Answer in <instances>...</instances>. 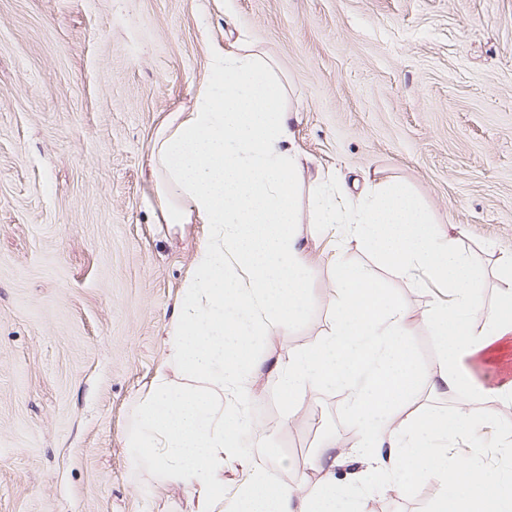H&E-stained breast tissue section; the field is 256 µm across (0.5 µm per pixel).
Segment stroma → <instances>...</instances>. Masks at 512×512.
<instances>
[{
	"mask_svg": "<svg viewBox=\"0 0 512 512\" xmlns=\"http://www.w3.org/2000/svg\"><path fill=\"white\" fill-rule=\"evenodd\" d=\"M245 43L288 86L304 181L378 170L412 186L496 307L512 253V0H0V512H190L185 489L132 472L135 398L202 224H166L149 184L154 135L192 108L213 45ZM308 307L260 357L321 340L336 303L332 238L301 224ZM424 372L422 313L439 289L387 270ZM256 465L313 481L321 446L355 442L342 389L287 411L258 380ZM431 479L365 492L366 512H431Z\"/></svg>",
	"mask_w": 512,
	"mask_h": 512,
	"instance_id": "35a3bbf8",
	"label": "stroma"
}]
</instances>
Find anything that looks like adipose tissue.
<instances>
[{
	"mask_svg": "<svg viewBox=\"0 0 512 512\" xmlns=\"http://www.w3.org/2000/svg\"><path fill=\"white\" fill-rule=\"evenodd\" d=\"M284 97L261 53L216 48L193 108L173 113L155 134L150 184L164 223L199 222L207 236L162 341L166 367L136 401L125 440L131 469L181 484L194 512H365L366 487L402 494L425 477L453 489L434 512H512V429L490 442L483 436L497 404L512 400V380L487 387L473 375L478 362L512 352V254L498 259L506 300L489 310L455 238L403 183L374 177L358 198L329 177L303 185ZM305 208L312 223L343 226L346 245L396 275L447 289L424 315L441 350L434 371L422 373L414 358L404 306L371 269L340 260L326 338L271 362L255 355L254 336L288 335L308 305L310 257L298 230ZM173 366L188 383L169 377ZM259 375L291 407L336 384L346 393L356 441L341 453L321 448L314 483L274 480L251 464V449L266 445L249 414ZM422 384L466 401L449 416L407 409ZM461 435L473 440L471 453L435 444ZM488 447L502 465L475 467ZM231 459L244 472L229 499ZM340 467L347 480H337Z\"/></svg>",
	"mask_w": 512,
	"mask_h": 512,
	"instance_id": "adipose-tissue-1",
	"label": "adipose tissue"
}]
</instances>
